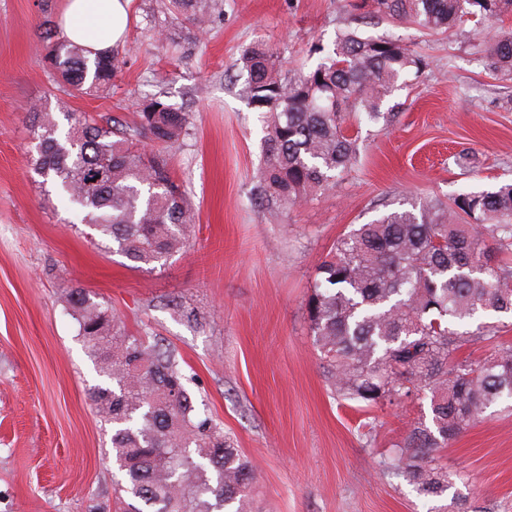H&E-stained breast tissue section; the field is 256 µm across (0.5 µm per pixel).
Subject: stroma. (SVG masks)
Here are the masks:
<instances>
[{
    "label": "stroma",
    "mask_w": 512,
    "mask_h": 512,
    "mask_svg": "<svg viewBox=\"0 0 512 512\" xmlns=\"http://www.w3.org/2000/svg\"><path fill=\"white\" fill-rule=\"evenodd\" d=\"M351 0H219L194 27L170 0H132L111 88L72 96L43 61L40 39L63 0H0V512H123L112 427L90 389L104 383L69 315L71 289L109 307L128 334L174 351L199 415L230 435L256 470L252 512H512V399L487 410L439 452L446 496L423 498L383 475L426 398L370 413L330 392L306 302L338 239L403 204L447 201L512 181V76L476 46L499 20L467 17L445 35L373 18L366 34L400 40L426 66L405 75L380 119H352L359 154L325 194L259 204V112L241 94L249 47L291 76L321 60L352 21ZM158 96L191 116L171 152L197 211L187 251L137 264L34 172L27 108L133 123ZM473 156L471 167L455 158Z\"/></svg>",
    "instance_id": "1"
}]
</instances>
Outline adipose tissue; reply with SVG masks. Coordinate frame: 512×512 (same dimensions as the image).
Wrapping results in <instances>:
<instances>
[{
    "label": "adipose tissue",
    "mask_w": 512,
    "mask_h": 512,
    "mask_svg": "<svg viewBox=\"0 0 512 512\" xmlns=\"http://www.w3.org/2000/svg\"><path fill=\"white\" fill-rule=\"evenodd\" d=\"M132 0H67L59 27L71 42L94 51L123 44Z\"/></svg>",
    "instance_id": "obj_1"
}]
</instances>
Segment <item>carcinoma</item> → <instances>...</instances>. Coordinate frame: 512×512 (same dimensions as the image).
I'll use <instances>...</instances> for the list:
<instances>
[{"mask_svg":"<svg viewBox=\"0 0 512 512\" xmlns=\"http://www.w3.org/2000/svg\"><path fill=\"white\" fill-rule=\"evenodd\" d=\"M192 24L209 22L215 0H172ZM358 21L387 18L445 33L477 11L512 13V0H355ZM42 40L70 95L105 88L121 69L115 50L92 52L46 27ZM486 66L512 74V34L485 40ZM244 94L263 119V165L257 196L294 206L327 191L356 159L358 137L347 112L374 119L401 77L425 60L389 37L347 26L316 68L281 76L273 53L244 51ZM63 133L52 113L34 105V170L81 222L136 263H161L184 250L196 214L167 158L190 116L154 97L133 124L116 128L85 112H66ZM146 137L158 146L135 144ZM512 183L460 193L418 212L394 211L339 239L318 268L308 300L309 331L336 396L371 409L425 395L431 425L410 427L390 449V468L418 494L448 491L440 449L505 397H512V346L498 330L460 331L478 313H512ZM99 373L112 387L90 398L112 424V451L125 472L123 491L146 509L131 512H248L254 469L213 420L200 417L173 353L115 328L109 308L81 288L68 300ZM489 343L483 363L459 357Z\"/></svg>","mask_w":512,"mask_h":512,"instance_id":"carcinoma-1","label":"carcinoma"}]
</instances>
